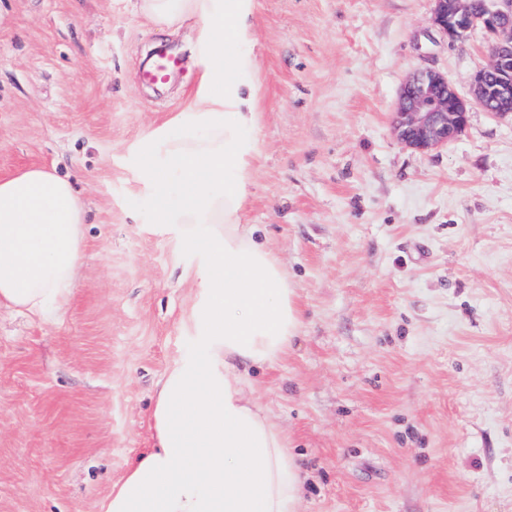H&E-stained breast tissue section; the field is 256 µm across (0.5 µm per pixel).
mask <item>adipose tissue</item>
I'll use <instances>...</instances> for the list:
<instances>
[{
  "mask_svg": "<svg viewBox=\"0 0 512 512\" xmlns=\"http://www.w3.org/2000/svg\"><path fill=\"white\" fill-rule=\"evenodd\" d=\"M256 0H139L152 23L197 25L200 83L187 112L139 148L156 223L182 227L200 255L189 352L162 376L155 443L127 467L100 512H296L303 480L249 370L288 350L300 308L288 276L243 212L259 142ZM84 208L42 168L0 178V305L50 321L84 262Z\"/></svg>",
  "mask_w": 512,
  "mask_h": 512,
  "instance_id": "1",
  "label": "adipose tissue"
}]
</instances>
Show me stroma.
Instances as JSON below:
<instances>
[{"mask_svg":"<svg viewBox=\"0 0 512 512\" xmlns=\"http://www.w3.org/2000/svg\"><path fill=\"white\" fill-rule=\"evenodd\" d=\"M432 0H257L260 153L246 223L301 325L257 395L303 473L298 512H512V118L471 105L421 153L392 130L432 68L468 96L489 34ZM195 36L134 0H0V178L44 167L86 205L66 313L0 308V512H100L154 446L156 384L191 344L193 268L154 223L137 146L187 111ZM185 75L141 84L146 51Z\"/></svg>","mask_w":512,"mask_h":512,"instance_id":"obj_1","label":"stroma"}]
</instances>
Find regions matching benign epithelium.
<instances>
[{"label":"benign epithelium","instance_id":"benign-epithelium-1","mask_svg":"<svg viewBox=\"0 0 512 512\" xmlns=\"http://www.w3.org/2000/svg\"><path fill=\"white\" fill-rule=\"evenodd\" d=\"M433 21L448 39L482 28L492 39L488 64L471 79L473 101L499 117L512 116V0H486L480 11L471 0H433ZM469 103L441 73L427 69L402 84L393 130L407 147L431 152L456 139L465 129Z\"/></svg>","mask_w":512,"mask_h":512}]
</instances>
